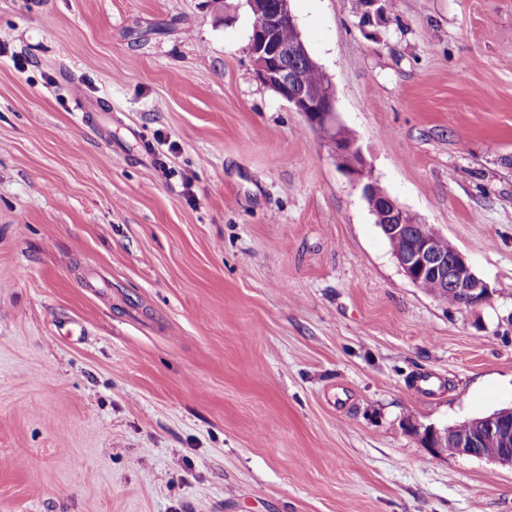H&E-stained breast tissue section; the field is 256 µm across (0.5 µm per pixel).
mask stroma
<instances>
[{
    "label": "stroma",
    "instance_id": "35a3bbf8",
    "mask_svg": "<svg viewBox=\"0 0 512 512\" xmlns=\"http://www.w3.org/2000/svg\"><path fill=\"white\" fill-rule=\"evenodd\" d=\"M290 5L490 299L405 276L247 0H0V512H512V468L414 432L512 407V0H389L376 41Z\"/></svg>",
    "mask_w": 512,
    "mask_h": 512
}]
</instances>
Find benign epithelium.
Returning <instances> with one entry per match:
<instances>
[{
  "label": "benign epithelium",
  "mask_w": 512,
  "mask_h": 512,
  "mask_svg": "<svg viewBox=\"0 0 512 512\" xmlns=\"http://www.w3.org/2000/svg\"><path fill=\"white\" fill-rule=\"evenodd\" d=\"M260 24L250 34L246 53L258 81L276 92L309 126L328 142L332 156L342 171L361 189L365 200L380 201L382 224L391 240L394 256L406 277L416 286L433 279L457 295L459 307L471 308L490 298L489 286L473 272L467 258L455 251L445 254L440 237L429 224H420L394 198L370 180L368 164L356 139L338 120L336 97L329 83L311 85L305 69L317 66L302 36L290 44L281 41L280 31L290 28L298 33L290 0H248ZM384 0H365L363 23L367 27L385 24ZM493 435L499 448L481 451L483 435ZM422 442L435 452L455 449L457 455L487 457L512 467V408L463 424L420 432Z\"/></svg>",
  "instance_id": "1"
}]
</instances>
